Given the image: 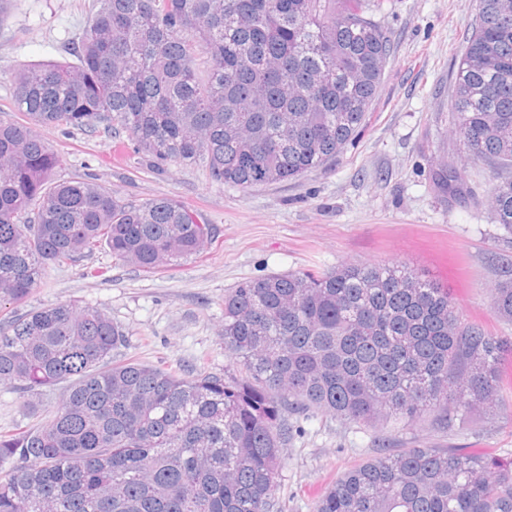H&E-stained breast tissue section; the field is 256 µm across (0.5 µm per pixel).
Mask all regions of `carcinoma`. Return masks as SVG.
Wrapping results in <instances>:
<instances>
[{
    "label": "carcinoma",
    "instance_id": "obj_1",
    "mask_svg": "<svg viewBox=\"0 0 512 512\" xmlns=\"http://www.w3.org/2000/svg\"><path fill=\"white\" fill-rule=\"evenodd\" d=\"M383 0H96L76 62L21 68L0 122V302L100 245L145 272L214 236L182 203L56 178L35 127L125 132L158 165L243 191L335 160L364 127L390 55ZM453 132L501 177L491 217L512 234V0H477L453 73ZM462 180L435 176L442 192ZM512 322V277L491 295ZM238 373L112 361L122 329L60 303L0 319V386L24 406L65 384L42 423L0 434V512H271L288 414L391 430L426 414L451 430L512 392V338L463 322L404 264L271 273L224 294ZM316 512H512V459L457 448L382 452Z\"/></svg>",
    "mask_w": 512,
    "mask_h": 512
}]
</instances>
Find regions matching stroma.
<instances>
[{
	"mask_svg": "<svg viewBox=\"0 0 512 512\" xmlns=\"http://www.w3.org/2000/svg\"><path fill=\"white\" fill-rule=\"evenodd\" d=\"M93 0H15L0 23V121L19 120L7 102L20 68L70 60ZM475 0H384L392 44L366 124L326 168L248 191L208 183L194 166H159L118 147L101 131L50 128L43 137L60 157L58 178L90 179L136 199L168 196L213 225L200 255L146 273L97 249L50 267L13 312L74 302L103 309L125 333L112 358L172 367L183 374L236 372L224 352V294L270 273L329 270L345 263L404 262L448 291L461 320L512 337V323L490 314L493 288L512 259V235L491 219L485 197L492 169L468 160L453 135L451 72L465 49ZM461 171L451 194L433 184L444 167ZM62 387L36 411L19 390L0 388V433L34 426L54 412ZM282 450L277 512H314L318 498L347 469L380 447L460 448L512 457V408L495 420L475 414L453 430L431 417L385 434L331 414L296 415ZM383 446H376V439Z\"/></svg>",
	"mask_w": 512,
	"mask_h": 512,
	"instance_id": "1",
	"label": "stroma"
}]
</instances>
